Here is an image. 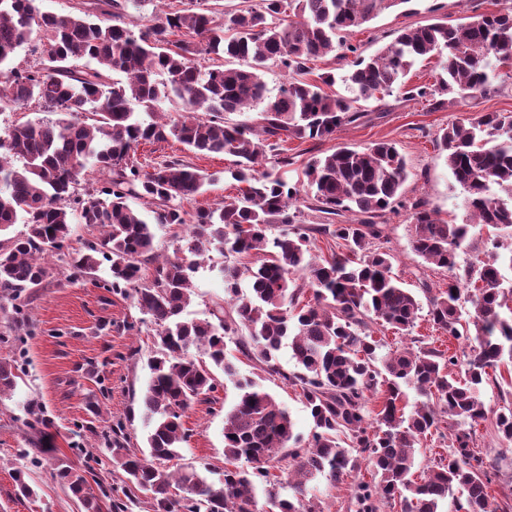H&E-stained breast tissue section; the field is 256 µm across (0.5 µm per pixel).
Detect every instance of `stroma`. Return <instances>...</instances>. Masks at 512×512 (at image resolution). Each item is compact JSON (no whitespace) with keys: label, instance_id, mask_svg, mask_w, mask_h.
Here are the masks:
<instances>
[{"label":"stroma","instance_id":"obj_1","mask_svg":"<svg viewBox=\"0 0 512 512\" xmlns=\"http://www.w3.org/2000/svg\"><path fill=\"white\" fill-rule=\"evenodd\" d=\"M240 0H130L125 21L133 31L146 29L157 17L170 12L206 10L216 21L234 10ZM415 11L403 14L390 9L352 32L350 40L372 55L391 42L399 29L432 23L455 25L481 11L498 9L497 0H416ZM383 118L343 128L335 139L323 142L288 141L287 147L298 163L347 144L362 148L378 141L395 143L405 156L410 175L403 186L405 200L426 201L451 223L465 220L460 188L445 164L436 138L443 128L478 112L512 113V80L495 93L466 99L443 111H430L426 103L404 101L399 95L385 97ZM179 158L199 169L215 172L232 164L228 155H195L174 140L140 144L134 162L149 171L170 158ZM387 247L394 255L392 272L405 287L414 288L420 278L429 283H446V272L424 269L422 260L410 245L412 225L408 211H386L383 218ZM224 257L211 252L209 259L192 276L194 295L188 316L205 318L213 303L224 297V282L218 270ZM47 276L31 292L26 309L31 333L17 337L11 320L12 302L0 297V361L18 365L20 372L14 391L0 397V512H84L78 499L57 481L56 470L66 464L84 468L86 455L98 457L95 478L113 496L126 488V475L119 459L101 445L97 434L116 423H123L132 448L147 446L148 427L142 419L141 395L149 378L148 361L153 356L154 327L144 322L132 298L112 293L107 284L112 276L109 261H100L95 271L77 277L58 257L46 261ZM264 388L290 413L295 430L309 437L312 420L300 388L283 384L276 377H265ZM214 403H198L185 419L190 437L181 450L186 465L203 463L224 466L223 392H215ZM40 407L47 439L41 463L27 467L20 456L28 445L23 426L31 408ZM476 450L497 460L495 491H512V442L502 441L493 419L482 421L473 437ZM27 468L32 496L17 493L15 469ZM366 468L344 476L335 485L315 482L312 493L324 512H356L350 493L355 479L370 478Z\"/></svg>","mask_w":512,"mask_h":512}]
</instances>
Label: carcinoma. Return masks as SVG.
I'll return each instance as SVG.
<instances>
[{"mask_svg": "<svg viewBox=\"0 0 512 512\" xmlns=\"http://www.w3.org/2000/svg\"><path fill=\"white\" fill-rule=\"evenodd\" d=\"M36 0H0V110L36 101L57 115L14 126L0 141V234L21 222L26 231L0 242V295L17 299L44 281L42 256L51 252L77 274H88L98 255L112 262V291L133 298L155 327L156 354L142 395L152 429L148 453L129 447L123 429L102 433L112 453L125 451L121 467L131 487L151 494L155 512H323L307 497L320 477L332 484L364 463L374 475L351 489L358 512H376L373 499L400 503L401 512H441L460 488V512H509L489 494L494 459L470 447L471 426L495 416V427L512 441V407L491 410L481 396L489 370L512 364V283L504 284L500 250L512 254V113L489 112L453 124L440 136L445 163L464 193L468 219L450 224L423 201L406 203L401 188L407 164L395 144L364 149L347 145L311 157L304 181L294 184L263 170L268 156L286 169L296 164L284 143L325 141L367 116L362 104L398 92L425 101L432 111L459 99L482 97L494 81L512 78V8L483 12L456 25L405 27L374 55L365 57L351 32L382 12L412 0H260L219 23L201 12L167 13L136 34L124 21L127 0H101L102 16L57 15ZM38 36L47 64L35 70L9 67L17 50ZM204 50L229 66L201 71L191 56ZM331 55L350 61L337 78L347 94H328L306 79L310 63ZM435 57L434 84L409 85L405 77L420 59ZM90 66L80 70L73 61ZM277 64L290 78L277 93L264 81ZM177 99L184 112L159 113L161 99ZM255 111L256 122H224V114ZM90 112L95 123L81 119ZM174 138L198 155L234 157L230 177L241 184L224 205L196 211L185 225L179 199L199 194L220 178L178 159L146 172L127 157L142 142ZM22 160V166L14 160ZM106 177L95 193L75 194L87 164ZM156 204L153 221L129 204ZM323 214L316 229L298 223L300 204ZM395 206L410 211L411 245L422 260L448 273L435 291L420 279L434 326L464 342L465 380L456 378L458 354L406 345L378 357L370 324L410 336L420 300L391 275L386 225L378 218ZM101 228V239L68 250L73 221ZM277 224L292 228L271 235ZM187 226L181 255L158 258L156 226ZM490 233L492 249L472 262L459 261L471 229ZM338 240L339 251L313 254V231ZM213 249L224 301L209 317L187 318L191 273ZM258 256L251 264L235 261ZM154 264L150 281L142 266ZM472 310L466 311L462 301ZM288 342L296 370L285 372L277 352ZM259 370L300 387L313 423L308 439L294 433L287 410L258 379L240 373L227 343ZM236 390L224 408L222 478L209 469L179 466L190 437L184 418L191 406L217 390L213 369ZM14 366L0 363V395L14 391ZM415 393L409 402L408 391ZM376 399L375 410L368 408ZM453 422L452 448L417 481L414 454ZM290 449L292 495L283 497L268 464ZM63 487L85 512H102L85 473L58 470ZM267 487L264 503L255 489Z\"/></svg>", "mask_w": 512, "mask_h": 512, "instance_id": "1", "label": "carcinoma"}]
</instances>
